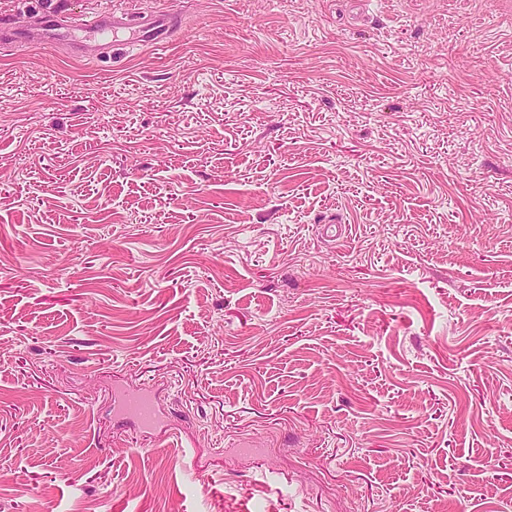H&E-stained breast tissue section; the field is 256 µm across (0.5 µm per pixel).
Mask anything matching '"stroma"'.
I'll list each match as a JSON object with an SVG mask.
<instances>
[{
	"instance_id": "stroma-1",
	"label": "stroma",
	"mask_w": 512,
	"mask_h": 512,
	"mask_svg": "<svg viewBox=\"0 0 512 512\" xmlns=\"http://www.w3.org/2000/svg\"><path fill=\"white\" fill-rule=\"evenodd\" d=\"M55 4L181 27L0 50V512H512V0ZM114 413L121 414L120 420L134 425L145 431L154 430L165 434L171 421L159 406L156 395L146 387H142L136 395H130L125 390H114L111 395Z\"/></svg>"
}]
</instances>
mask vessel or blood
<instances>
[{
    "instance_id": "1",
    "label": "vessel or blood",
    "mask_w": 512,
    "mask_h": 512,
    "mask_svg": "<svg viewBox=\"0 0 512 512\" xmlns=\"http://www.w3.org/2000/svg\"><path fill=\"white\" fill-rule=\"evenodd\" d=\"M180 17L171 11H155L140 18L129 19L112 13L87 17L80 24H72L66 15L49 9L37 15L38 34L42 41L67 50L74 55H84L90 40L101 39V54H108L111 36L125 34L131 46L166 47L179 25ZM112 408L121 421L145 431L163 434L170 427L155 395L148 388L137 394L124 390L113 391Z\"/></svg>"
}]
</instances>
